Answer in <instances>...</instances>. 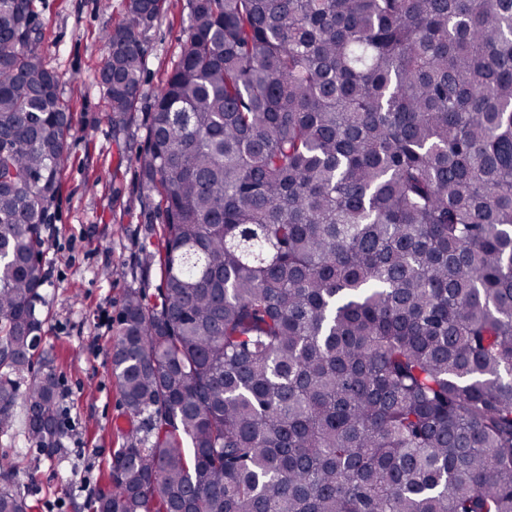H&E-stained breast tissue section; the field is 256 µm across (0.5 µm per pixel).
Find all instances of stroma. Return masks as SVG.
Segmentation results:
<instances>
[{
	"mask_svg": "<svg viewBox=\"0 0 512 512\" xmlns=\"http://www.w3.org/2000/svg\"><path fill=\"white\" fill-rule=\"evenodd\" d=\"M40 49L73 116L69 160L51 205V230L43 234L39 311L44 319L39 350L51 361L75 420L73 438L44 455L28 440L16 407L11 436H0V461L19 470L28 512H89L106 490L112 456L140 426L121 400L111 371L112 331L98 324L100 311L118 316L127 289L155 295L160 264L144 265L161 248L158 197L145 187L136 157L151 122L153 100L165 83L190 25L189 0H166L148 33V52L137 112L124 124L91 85L103 64L102 39L120 14L104 0H34ZM81 443L83 455L72 447ZM88 476L81 490L79 476Z\"/></svg>",
	"mask_w": 512,
	"mask_h": 512,
	"instance_id": "stroma-1",
	"label": "stroma"
}]
</instances>
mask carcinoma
I'll return each instance as SVG.
<instances>
[{
	"mask_svg": "<svg viewBox=\"0 0 512 512\" xmlns=\"http://www.w3.org/2000/svg\"><path fill=\"white\" fill-rule=\"evenodd\" d=\"M165 2L104 35L120 121ZM71 131L33 0H0V433L23 381L49 457L32 337ZM136 162L164 281L127 290L112 373L146 435L93 512H512V0H191Z\"/></svg>",
	"mask_w": 512,
	"mask_h": 512,
	"instance_id": "carcinoma-1",
	"label": "carcinoma"
}]
</instances>
